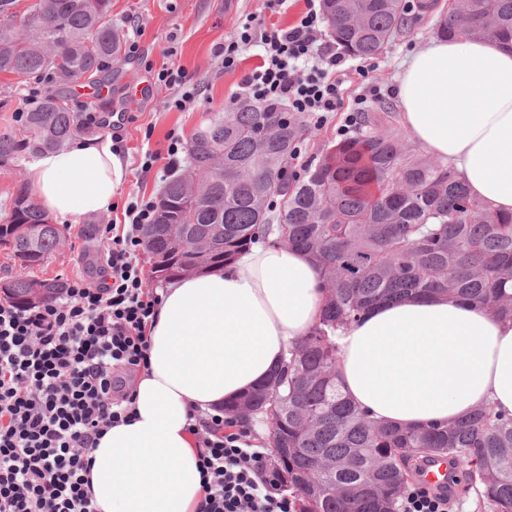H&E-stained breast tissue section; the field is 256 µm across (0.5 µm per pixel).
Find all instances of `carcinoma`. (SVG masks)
Listing matches in <instances>:
<instances>
[{"label":"carcinoma","instance_id":"1","mask_svg":"<svg viewBox=\"0 0 512 512\" xmlns=\"http://www.w3.org/2000/svg\"><path fill=\"white\" fill-rule=\"evenodd\" d=\"M0 0V73H49L62 84L92 79L119 57L123 34L112 0ZM329 35L347 54H380L407 26L406 0H321ZM512 44V0H452L435 27ZM391 116L360 112L356 136L295 169L306 119L280 106L241 98L211 112L193 132L187 165L165 183L154 223L142 229L150 274L158 282L224 266L272 240L303 250L322 268L327 304L319 323L291 349L288 363L261 385L224 404L241 423H270L273 458L288 471L297 512H397L416 474L414 463L448 456L469 469L457 479L494 512H512V417L490 407L448 424L402 429L380 424L351 404L337 384L336 331L371 307L406 296L443 293L512 316V213L472 197L448 164L423 157L389 126ZM20 134L0 133V166L66 148L93 132L51 94L20 113ZM171 224L187 229L184 244ZM61 241L58 225L28 184H16L0 223V247L21 261L4 294L28 306L59 297L64 283L32 278ZM327 458L323 490L300 489L310 464Z\"/></svg>","mask_w":512,"mask_h":512}]
</instances>
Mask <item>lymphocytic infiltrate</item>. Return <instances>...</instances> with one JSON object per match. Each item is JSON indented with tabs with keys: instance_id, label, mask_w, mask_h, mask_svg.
I'll return each mask as SVG.
<instances>
[{
	"instance_id": "f902f5d3",
	"label": "lymphocytic infiltrate",
	"mask_w": 512,
	"mask_h": 512,
	"mask_svg": "<svg viewBox=\"0 0 512 512\" xmlns=\"http://www.w3.org/2000/svg\"><path fill=\"white\" fill-rule=\"evenodd\" d=\"M316 0L290 26L251 17L215 56L232 70L246 46L261 63L244 97L274 102L322 123L344 104L346 57L322 33ZM124 224H108L103 278L67 282L61 297L20 307L0 302V512H96L88 454L105 428L128 421L127 375L148 364L147 329L160 297L140 262L153 199L128 203ZM200 447L204 497L199 512H294L247 430L216 413L191 417Z\"/></svg>"
}]
</instances>
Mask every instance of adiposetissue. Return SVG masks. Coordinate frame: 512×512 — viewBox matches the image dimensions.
Here are the masks:
<instances>
[{
    "label": "adipose tissue",
    "mask_w": 512,
    "mask_h": 512,
    "mask_svg": "<svg viewBox=\"0 0 512 512\" xmlns=\"http://www.w3.org/2000/svg\"><path fill=\"white\" fill-rule=\"evenodd\" d=\"M397 83L407 138L453 167L473 197L512 212V47L434 38L403 62ZM27 178L41 207L69 220L109 209L125 167L101 136L39 154ZM325 304L321 268L272 243L168 285L134 416L89 454L97 512H198L190 415L215 412L266 380ZM336 343L342 393L376 420L415 428L484 405L512 414V318L479 304L439 295L381 303Z\"/></svg>",
    "instance_id": "1"
}]
</instances>
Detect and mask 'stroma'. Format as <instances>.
<instances>
[{
  "instance_id": "stroma-1",
  "label": "stroma",
  "mask_w": 512,
  "mask_h": 512,
  "mask_svg": "<svg viewBox=\"0 0 512 512\" xmlns=\"http://www.w3.org/2000/svg\"><path fill=\"white\" fill-rule=\"evenodd\" d=\"M304 9V0H290L285 7L279 6L278 0H112V16L123 28L126 43L135 44L136 50L122 52L113 61L106 98L89 101V84L83 80L72 84L67 96L72 110L85 104L96 110L100 118L96 135L116 133L122 138L125 183L107 211L61 222V244L44 265L33 268V275L98 281L101 253L107 244L103 225L122 221L124 207L133 196L158 197L167 178L160 162L142 172V153H166L172 135L189 140L207 113L227 108L259 63L258 50L252 47L243 52L236 69L226 71L218 67L214 49L230 39L247 16L285 27ZM438 19L435 12H416L406 32L379 56L368 59V67L385 90L381 99L368 103L369 113L397 112L394 88L400 67L409 54L433 38ZM166 64L185 70L201 86L200 95L186 110L170 108L171 90L153 80L154 72ZM34 88L45 93L54 85L46 76H0V132L16 129L15 114L27 109V96ZM348 114L344 108L329 113L325 124H310L300 144L301 160L321 157L324 145L342 140Z\"/></svg>"
}]
</instances>
